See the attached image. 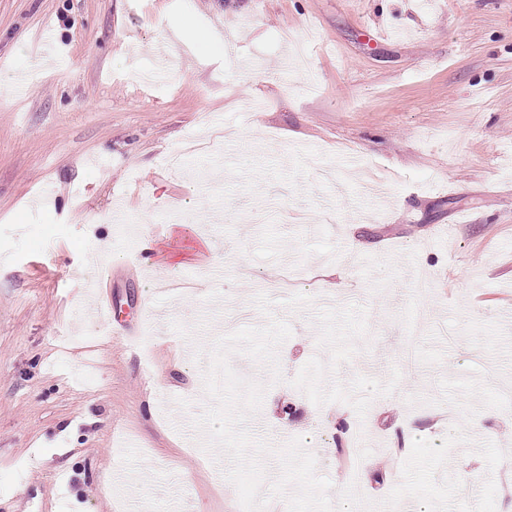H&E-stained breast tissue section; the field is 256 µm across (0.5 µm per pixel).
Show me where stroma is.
Returning <instances> with one entry per match:
<instances>
[{
  "instance_id": "35a3bbf8",
  "label": "stroma",
  "mask_w": 512,
  "mask_h": 512,
  "mask_svg": "<svg viewBox=\"0 0 512 512\" xmlns=\"http://www.w3.org/2000/svg\"><path fill=\"white\" fill-rule=\"evenodd\" d=\"M0 86V512H241L191 423L241 309L292 327L282 382L231 359L268 386L249 430L331 500L340 417L375 501L405 427L512 447V0H0ZM446 471L512 491L472 444Z\"/></svg>"
}]
</instances>
